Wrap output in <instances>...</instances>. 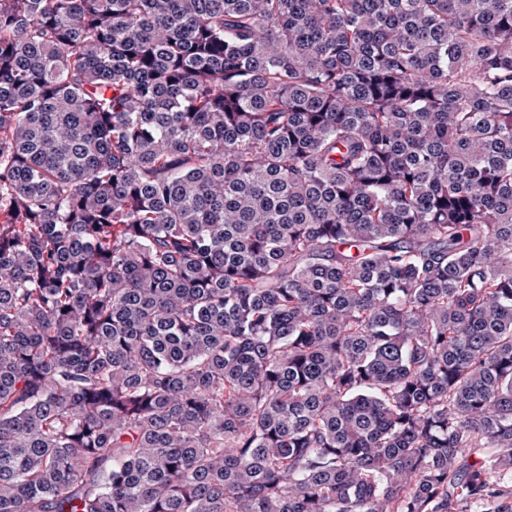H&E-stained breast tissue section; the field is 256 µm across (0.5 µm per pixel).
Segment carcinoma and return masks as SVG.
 <instances>
[{
    "instance_id": "obj_1",
    "label": "carcinoma",
    "mask_w": 512,
    "mask_h": 512,
    "mask_svg": "<svg viewBox=\"0 0 512 512\" xmlns=\"http://www.w3.org/2000/svg\"><path fill=\"white\" fill-rule=\"evenodd\" d=\"M512 0H0V512H512Z\"/></svg>"
}]
</instances>
